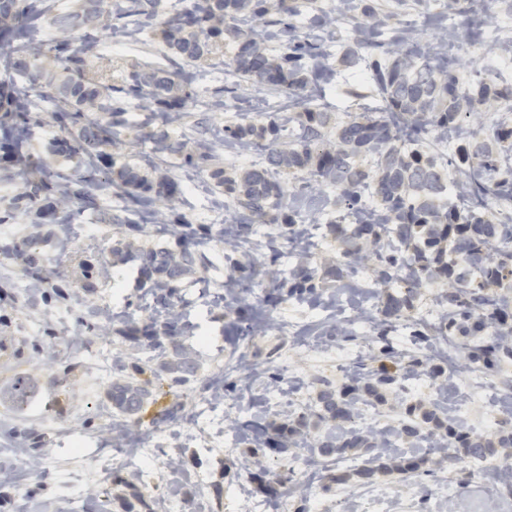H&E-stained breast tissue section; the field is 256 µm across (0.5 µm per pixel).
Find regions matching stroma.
<instances>
[{
    "instance_id": "1",
    "label": "stroma",
    "mask_w": 512,
    "mask_h": 512,
    "mask_svg": "<svg viewBox=\"0 0 512 512\" xmlns=\"http://www.w3.org/2000/svg\"><path fill=\"white\" fill-rule=\"evenodd\" d=\"M298 11L300 32H308L309 18L324 10L333 15L324 28V43L331 57L334 76L312 90L315 106L345 119L347 114L382 108L374 92L370 72L359 68L345 70L341 57L351 46L360 9L337 12L334 0H293ZM385 18L380 37L388 42L424 45L438 40L446 32H481L484 21H501V42L496 46L457 41L453 70L461 81L471 83L482 76V67L495 63L506 47H512V10L503 0H491L487 17L480 18L458 9L454 0H371ZM235 53L232 41H225L218 53L201 64H182L161 45L153 29H144L133 48L114 44L111 28L100 31V43L86 58L91 76L119 82L129 72L160 68L173 75L190 99L177 110V119L168 132L183 151L158 154L147 133L157 127L163 107L144 108L142 102L127 106L130 122L143 125L145 132L135 138L119 137L112 154L136 166L148 176L165 174L185 184L191 191L165 202L164 222H157L155 210L136 215L137 229L125 227L124 201L100 192L97 210L84 208L78 201L65 207L67 220L62 224L40 223L35 213L17 214L13 223L0 224V239H22L40 231L47 239L40 277H32L21 258L0 254V470L10 473L0 486V512H156L165 503L167 512H257L256 503H264V512H275L273 497L250 484L247 494L238 485L242 470L252 468L254 446L243 424L251 419V396L265 395L267 375L279 372L288 388L285 402L266 405L264 425L280 423L291 413H305L325 386L342 388L352 384L353 366L341 367L322 358L325 350H335L340 341L330 336L333 323L347 322L355 310L365 307L371 319L381 316L387 294L396 293L399 282L380 284L372 266L345 264L342 245L328 232L329 225L348 224L349 210L337 200L334 189L307 188L304 181L275 171V178L286 191L285 205L299 230H306L312 245L305 256L312 266L325 269L336 265L340 273L327 282L318 305L290 297L275 310H268L263 299L274 287L288 288L291 260L286 258L289 242H282L284 253L265 280L250 290L238 286L239 272L233 262L250 265L267 258L265 245L279 235L276 224H260L251 244H227L218 229L224 223L223 195L217 193L207 172L186 164L187 153L203 145L212 149L226 173L265 165L266 158L254 150L234 154L224 147V128L248 125L281 110L284 100L274 91L243 81L231 64ZM210 70L222 71L218 80H204ZM225 89L223 107L213 105L217 89ZM361 97H353V89ZM191 225L196 231L199 249L207 252L212 263L189 275L180 288L177 309L193 327L189 344L207 339L201 367L194 383L171 386L169 378H155L161 359L153 350L132 347L127 338L131 322L154 316V296L143 285L136 266L117 264L113 274L101 276L95 291L83 287L86 265L111 258L117 240L134 248H176L173 228ZM421 289L409 317L395 323L394 333L401 336L403 359L424 353L421 367L408 374L384 402L360 405L351 425L356 429L385 431L398 426L409 406L438 409L429 392L414 393L415 379L430 377L435 366L446 368L451 400L467 402L471 388L483 390L479 404L462 416L464 428L482 433V420L499 415L512 420V362L496 371L477 373L460 370L462 351L439 347L428 355L427 345L418 343L415 323L429 305L437 303L439 290ZM223 292L224 304H215L207 290ZM248 308L254 333L243 338L232 328L239 308ZM136 359L145 369L152 397L125 445L131 454L123 465L110 464L105 456L112 448V427L121 420L108 395L116 375L112 364L116 357ZM220 387L223 403L214 418H198L197 400L204 385ZM52 396L53 405H40L44 396ZM183 404L187 423L175 425L162 421L160 413L174 404ZM46 448L56 463L52 477L43 478L33 467L25 449L29 445ZM83 459H76L77 449ZM157 448L163 454L176 455L179 472L160 468L153 489H146L140 476L146 465L145 449ZM305 466L292 468L288 459L265 461L266 480L283 485L288 492L290 512H336L340 496H347L352 512H365L364 505L376 498L386 500L391 512H512V497L503 494L499 468L507 463V454L495 455L492 468L479 477L450 463L437 462L434 475L403 478L379 474L365 481L355 468L342 469V482L328 479L319 458L312 454L309 442H300ZM107 470L105 481L95 480L94 472Z\"/></svg>"
}]
</instances>
